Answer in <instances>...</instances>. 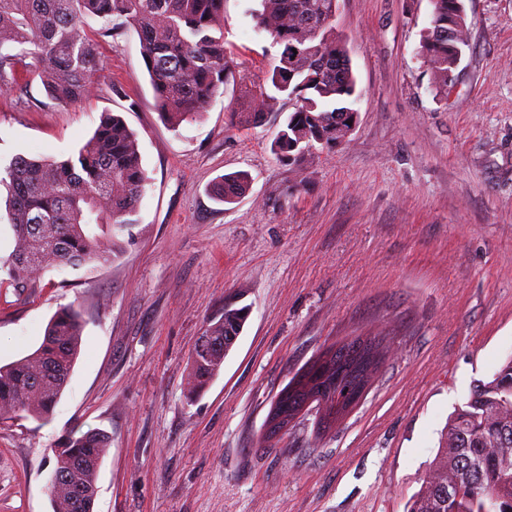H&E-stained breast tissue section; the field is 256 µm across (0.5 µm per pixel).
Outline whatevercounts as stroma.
<instances>
[{
  "label": "stroma",
  "instance_id": "stroma-1",
  "mask_svg": "<svg viewBox=\"0 0 512 512\" xmlns=\"http://www.w3.org/2000/svg\"><path fill=\"white\" fill-rule=\"evenodd\" d=\"M471 37L450 94L418 54L430 0H337L357 79L348 141L304 169L271 149L285 118L243 127L246 87L280 52L260 0H224L234 79L204 114L159 117L135 31L97 35L101 77L72 105L39 79L0 91V164L75 151L104 112L135 133L147 184L106 266L0 289V365L33 352L62 306L84 347L48 421L0 427V512H52L54 450L100 428L112 447L94 512H406L440 433L512 357V0H465ZM251 177L235 203L212 188ZM249 316L188 397L194 348L225 301ZM374 339L361 402L326 432L305 413L265 437L274 396L329 347Z\"/></svg>",
  "mask_w": 512,
  "mask_h": 512
}]
</instances>
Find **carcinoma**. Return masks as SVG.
<instances>
[{
	"mask_svg": "<svg viewBox=\"0 0 512 512\" xmlns=\"http://www.w3.org/2000/svg\"><path fill=\"white\" fill-rule=\"evenodd\" d=\"M431 2L419 54L436 88L446 93L470 31L464 0ZM88 17L105 20L102 37L127 28L137 32L156 107L174 129L205 112L234 78L224 47V0H0V91L14 90L25 74L39 78L59 104L89 95L100 62L94 39L84 32ZM254 24L282 50L266 84L244 90L250 111L234 116L242 125H256L288 101L291 111L273 150L301 169L314 151L344 144L358 120L356 78L336 32V0H262ZM4 172L0 185L8 192L15 235L6 273L18 292L50 266L111 263L120 249L118 236L136 223L146 182L134 133L109 112L67 157L16 155ZM250 184L246 173L225 175L213 198L230 204ZM246 319L247 309L227 302L224 314L208 324L192 357L190 393L220 370ZM82 343L81 314L70 306L59 309L35 351L0 366V423L47 420ZM304 375L311 382L307 396L325 410L317 427L325 432L336 424L332 416L350 385L347 373L315 360ZM111 444L101 429L68 438L55 454L52 512H93L99 469ZM450 486L456 489L451 496ZM408 512H512V357L455 409Z\"/></svg>",
	"mask_w": 512,
	"mask_h": 512,
	"instance_id": "1",
	"label": "carcinoma"
}]
</instances>
